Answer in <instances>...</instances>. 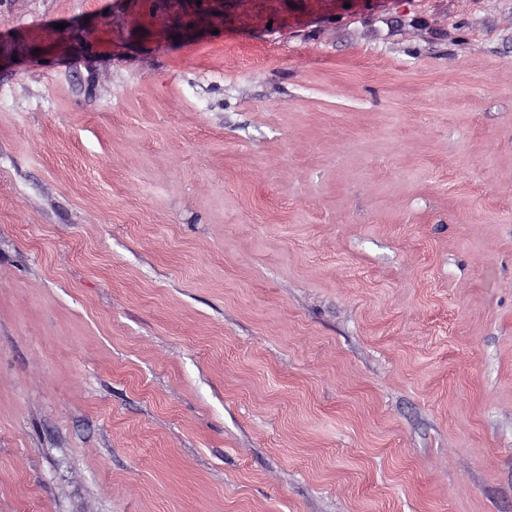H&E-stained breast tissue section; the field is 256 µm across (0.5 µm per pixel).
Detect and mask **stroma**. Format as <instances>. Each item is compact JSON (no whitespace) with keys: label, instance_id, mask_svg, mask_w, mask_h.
Here are the masks:
<instances>
[{"label":"stroma","instance_id":"stroma-1","mask_svg":"<svg viewBox=\"0 0 512 512\" xmlns=\"http://www.w3.org/2000/svg\"><path fill=\"white\" fill-rule=\"evenodd\" d=\"M0 512H512V0H0Z\"/></svg>","mask_w":512,"mask_h":512}]
</instances>
